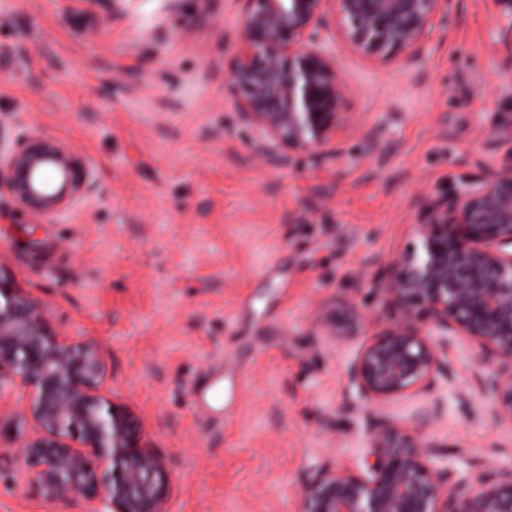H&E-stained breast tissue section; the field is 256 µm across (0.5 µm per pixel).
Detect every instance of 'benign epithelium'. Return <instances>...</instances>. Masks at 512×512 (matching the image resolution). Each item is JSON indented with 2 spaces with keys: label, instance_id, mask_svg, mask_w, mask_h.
Returning a JSON list of instances; mask_svg holds the SVG:
<instances>
[{
  "label": "benign epithelium",
  "instance_id": "7a95c632",
  "mask_svg": "<svg viewBox=\"0 0 512 512\" xmlns=\"http://www.w3.org/2000/svg\"><path fill=\"white\" fill-rule=\"evenodd\" d=\"M245 46L233 71L241 118L271 142L318 151L344 125L345 95L323 46L329 7L357 51L388 56L420 46L448 19V0H246ZM512 37V0H491ZM94 171L64 142L23 121L0 131V189L53 223L95 188ZM422 250L409 247L386 264L382 303L392 326L374 333L348 364L347 384L365 402L420 387L442 372L431 329L474 345L488 372L495 416L512 422V175L468 183L432 198L414 225ZM323 335L341 333L336 315L317 317ZM28 394L34 423L23 444L27 480L48 501L82 497L112 512H171L175 485L143 419L105 395L106 354L92 338L50 328L40 299L0 269V369ZM368 429L360 466L311 474L298 512H512V469L478 476L451 468L422 428Z\"/></svg>",
  "mask_w": 512,
  "mask_h": 512
}]
</instances>
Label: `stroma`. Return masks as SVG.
Masks as SVG:
<instances>
[{
    "label": "stroma",
    "instance_id": "stroma-1",
    "mask_svg": "<svg viewBox=\"0 0 512 512\" xmlns=\"http://www.w3.org/2000/svg\"><path fill=\"white\" fill-rule=\"evenodd\" d=\"M245 0H114L92 20L65 0H0V132L24 120L69 144L98 189L54 223L0 196V268L50 327L106 350L114 402L133 407L173 471L172 512H297L320 467L356 468L367 418L426 427L473 473L512 469L467 337L449 379L359 402L345 367L367 338L321 335L355 302L391 323L385 264L416 245L425 202L512 173V42L490 0H449L421 51L353 50L327 15L346 126L317 152L270 145L231 88ZM239 388L223 409L202 398ZM0 401V512H89L23 476L34 424Z\"/></svg>",
    "mask_w": 512,
    "mask_h": 512
}]
</instances>
